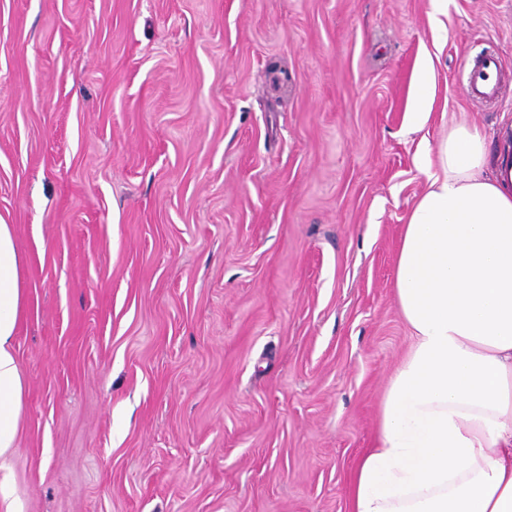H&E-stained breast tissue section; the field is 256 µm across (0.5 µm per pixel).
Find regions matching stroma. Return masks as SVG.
Returning <instances> with one entry per match:
<instances>
[{
  "label": "stroma",
  "mask_w": 512,
  "mask_h": 512,
  "mask_svg": "<svg viewBox=\"0 0 512 512\" xmlns=\"http://www.w3.org/2000/svg\"><path fill=\"white\" fill-rule=\"evenodd\" d=\"M0 0L19 512H349L421 140L512 118V0ZM500 58L507 91L466 97ZM437 55L423 131L412 76ZM499 61L493 52H485L477 59L470 69L467 79L463 84L464 92L479 100H496L504 89V85L497 79ZM496 73L493 82H487L489 73ZM481 79V82L479 81Z\"/></svg>",
  "instance_id": "stroma-1"
}]
</instances>
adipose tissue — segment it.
<instances>
[{
    "label": "adipose tissue",
    "mask_w": 512,
    "mask_h": 512,
    "mask_svg": "<svg viewBox=\"0 0 512 512\" xmlns=\"http://www.w3.org/2000/svg\"><path fill=\"white\" fill-rule=\"evenodd\" d=\"M432 55L409 107L423 128ZM427 187L400 240L394 289L413 343L389 379L374 448L354 470L350 512H512V128L490 151L467 121L416 155ZM29 268L0 222V503L17 512L9 471L24 410L15 340L32 310Z\"/></svg>",
    "instance_id": "adipose-tissue-1"
}]
</instances>
